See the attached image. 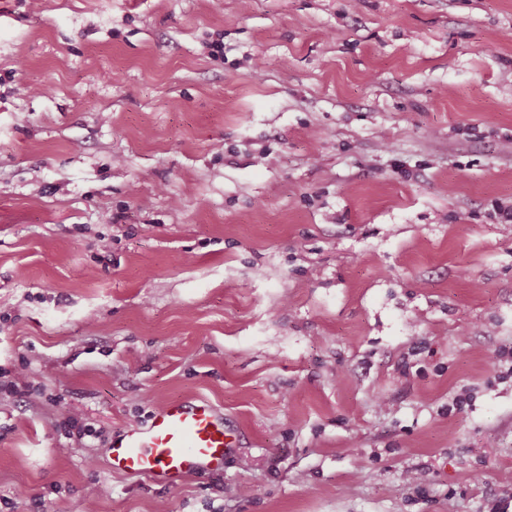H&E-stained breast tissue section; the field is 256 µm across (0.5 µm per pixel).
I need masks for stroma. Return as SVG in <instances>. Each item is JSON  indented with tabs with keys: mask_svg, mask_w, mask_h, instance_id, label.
I'll list each match as a JSON object with an SVG mask.
<instances>
[{
	"mask_svg": "<svg viewBox=\"0 0 512 512\" xmlns=\"http://www.w3.org/2000/svg\"><path fill=\"white\" fill-rule=\"evenodd\" d=\"M510 32L512 0H0V512H512ZM196 395L223 475L113 473Z\"/></svg>",
	"mask_w": 512,
	"mask_h": 512,
	"instance_id": "obj_1",
	"label": "stroma"
}]
</instances>
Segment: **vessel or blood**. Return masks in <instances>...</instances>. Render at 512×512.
Returning <instances> with one entry per match:
<instances>
[{
  "mask_svg": "<svg viewBox=\"0 0 512 512\" xmlns=\"http://www.w3.org/2000/svg\"><path fill=\"white\" fill-rule=\"evenodd\" d=\"M237 446L222 407L197 396L167 402L147 422L115 435L109 452L115 472L176 488L191 474L223 473Z\"/></svg>",
  "mask_w": 512,
  "mask_h": 512,
  "instance_id": "vessel-or-blood-1",
  "label": "vessel or blood"
}]
</instances>
